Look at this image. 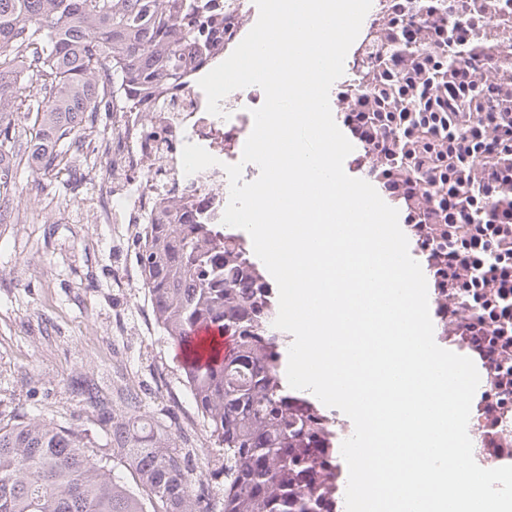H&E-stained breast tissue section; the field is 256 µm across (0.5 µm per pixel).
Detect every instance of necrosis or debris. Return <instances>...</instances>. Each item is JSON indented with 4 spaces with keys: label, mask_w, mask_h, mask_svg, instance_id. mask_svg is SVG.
Instances as JSON below:
<instances>
[{
    "label": "necrosis or debris",
    "mask_w": 512,
    "mask_h": 512,
    "mask_svg": "<svg viewBox=\"0 0 512 512\" xmlns=\"http://www.w3.org/2000/svg\"><path fill=\"white\" fill-rule=\"evenodd\" d=\"M223 7L232 33L224 42V51L229 54L255 25L259 12L254 0H224ZM206 73V68H199L186 88L169 91L152 107L127 113L119 128L125 145L120 157L108 158L103 142L85 143V150L102 156L105 169L126 175L123 188L117 191L111 182L101 183L105 204L97 214L98 223H112L121 206L129 207L130 223H145L160 201L174 211L193 202L198 222H221L229 201L224 167L240 162L253 128L250 111L261 106L265 96L257 86L233 91L221 100V115H211L206 110V95L198 85ZM188 143L203 147L217 158V165L185 175L181 153ZM432 295L440 335L455 345L458 354L470 357L480 374L468 424L474 459L484 468L511 464L512 406L499 408L492 415L487 406L496 382L512 383V350L492 360L474 350L465 334L466 325L478 317L470 294L458 292L449 298L436 288Z\"/></svg>",
    "instance_id": "necrosis-or-debris-1"
}]
</instances>
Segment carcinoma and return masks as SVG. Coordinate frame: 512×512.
<instances>
[{"label":"carcinoma","instance_id":"1","mask_svg":"<svg viewBox=\"0 0 512 512\" xmlns=\"http://www.w3.org/2000/svg\"><path fill=\"white\" fill-rule=\"evenodd\" d=\"M395 11L385 19L395 35L371 63L389 67L403 56L409 81L422 75L419 55L428 54L431 64L414 96L384 98L396 109L428 111V90L440 75L466 73L474 59L492 53L486 23L471 24L463 37L442 6H427L416 23ZM226 33L212 0H165L162 7L156 0H0V201L19 190L22 163L38 176L62 165L78 187L83 173L67 155L80 151L98 114L127 112L185 87ZM458 44L470 46L461 61L450 56ZM491 89L498 99L508 92L495 69L468 78L464 92L448 100L481 102ZM511 132L502 115H493L485 137L505 140ZM450 138L468 140L469 124L442 120L421 130L419 144L376 156L382 168L398 165L425 178L433 201L428 224H446L448 216L444 189L423 157ZM470 153L481 166L512 168L507 143L495 154ZM491 214L512 216V190L486 199L475 218ZM137 261L156 322L173 341L201 327L235 337L222 361L182 364L220 450L224 493L191 483L194 449L185 447L170 412L147 415L136 390L80 375L71 393L95 412V431L19 416L0 422V512H333L317 485L333 457L332 439L319 414L283 385L279 337L263 328L276 308L253 259L218 225L160 205L141 232Z\"/></svg>","mask_w":512,"mask_h":512}]
</instances>
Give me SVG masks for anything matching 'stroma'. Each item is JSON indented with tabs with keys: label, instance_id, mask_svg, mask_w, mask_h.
Masks as SVG:
<instances>
[{
	"label": "stroma",
	"instance_id": "1",
	"mask_svg": "<svg viewBox=\"0 0 512 512\" xmlns=\"http://www.w3.org/2000/svg\"><path fill=\"white\" fill-rule=\"evenodd\" d=\"M72 190L19 168L24 223L0 225V417L88 428L77 374L139 392L145 412L174 410L190 445L213 442L184 381L176 344L157 325L136 259V224H98L99 161Z\"/></svg>",
	"mask_w": 512,
	"mask_h": 512
}]
</instances>
